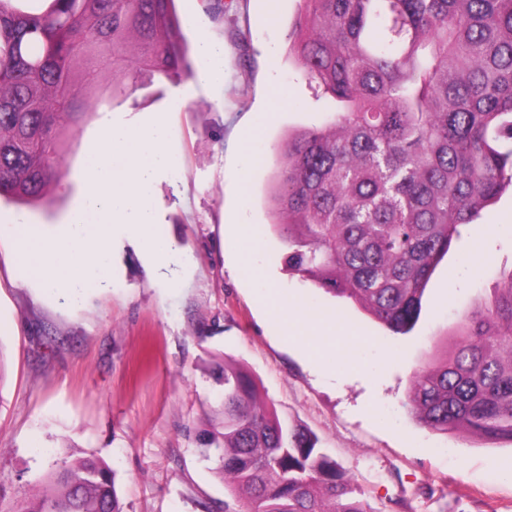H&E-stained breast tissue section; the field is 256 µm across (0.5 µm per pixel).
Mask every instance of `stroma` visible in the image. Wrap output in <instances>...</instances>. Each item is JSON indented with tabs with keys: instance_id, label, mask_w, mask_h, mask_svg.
<instances>
[{
	"instance_id": "1",
	"label": "stroma",
	"mask_w": 512,
	"mask_h": 512,
	"mask_svg": "<svg viewBox=\"0 0 512 512\" xmlns=\"http://www.w3.org/2000/svg\"><path fill=\"white\" fill-rule=\"evenodd\" d=\"M189 40L224 48V81H163L112 110L116 122L160 114L174 167L156 183L155 227L184 264L149 277L132 245L112 262V286L83 304L41 294L13 262L16 224L60 232L80 193L79 170L102 118L86 115L66 141L68 174L48 201L0 200V512L34 500L52 461L93 456L116 473L122 512H224L230 485L205 460L197 433L222 403L215 370L230 360L281 419L300 423L358 487L370 512H512V444L420 426L406 407L412 371L433 341L493 298L512 267V191L464 228L431 278L409 336L389 335L355 306L290 273L287 245L268 227L271 157L289 133L323 124L325 102L288 58L298 0H176ZM266 156L246 165L240 147ZM252 229L249 246L237 231ZM175 287H168V280ZM307 322L328 318L357 338L283 335L265 293Z\"/></svg>"
}]
</instances>
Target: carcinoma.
I'll return each mask as SVG.
<instances>
[{
  "mask_svg": "<svg viewBox=\"0 0 512 512\" xmlns=\"http://www.w3.org/2000/svg\"><path fill=\"white\" fill-rule=\"evenodd\" d=\"M0 0V198L43 201L65 136L145 82L196 78L175 0ZM288 53L334 121L273 159V230L288 269L394 336L461 229L512 187V0H299ZM416 369L406 406L432 431L512 443V270ZM203 456L246 512H368L318 438L281 420L242 368L219 367ZM13 512H122L112 470L61 460Z\"/></svg>",
  "mask_w": 512,
  "mask_h": 512,
  "instance_id": "1",
  "label": "carcinoma"
}]
</instances>
